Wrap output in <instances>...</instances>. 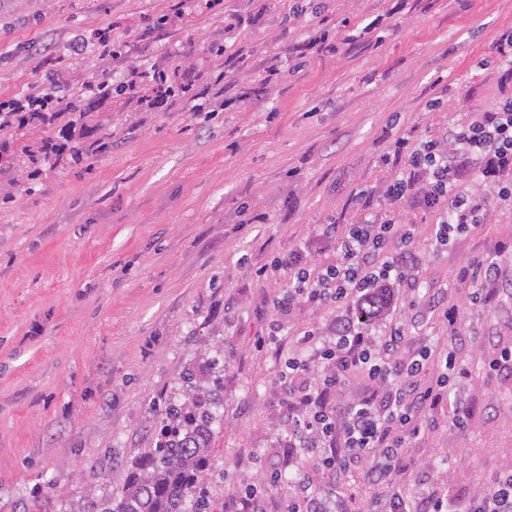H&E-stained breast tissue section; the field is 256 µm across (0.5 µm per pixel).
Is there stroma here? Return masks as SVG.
Here are the masks:
<instances>
[{"label":"stroma","mask_w":512,"mask_h":512,"mask_svg":"<svg viewBox=\"0 0 512 512\" xmlns=\"http://www.w3.org/2000/svg\"><path fill=\"white\" fill-rule=\"evenodd\" d=\"M173 3L0 0V102L64 77L63 108L89 112L103 145L44 165L34 181L18 163L0 171V194L12 196L0 202V512H85L153 447L184 368L215 356L224 397L204 484H223L224 512H235L241 480L281 461L289 439L281 362L302 331L328 338L355 316L304 304L283 313L274 300L286 279L258 268L295 247L312 264L337 262L317 228L355 223L363 189L384 218L396 138L428 141L470 109L512 101L499 51L512 0H224L178 18ZM369 23L368 40L343 44ZM105 28L116 57L72 54L74 37ZM323 34L326 50L313 44ZM272 64L280 80L258 89ZM155 67L192 81L204 111L149 85L101 102L81 93ZM247 87L250 98L225 110ZM395 217L416 228L420 289L395 287L389 319L404 323L407 349L453 352L466 372L455 389L473 410L464 432L439 410L403 449L396 483L468 498L512 470V378L488 367L512 340V206L493 204L486 224L445 250L431 238L432 210L407 203ZM477 256L496 264L491 308L455 279ZM432 299L457 310L455 325Z\"/></svg>","instance_id":"obj_1"}]
</instances>
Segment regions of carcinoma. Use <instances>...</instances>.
<instances>
[{
  "label": "carcinoma",
  "instance_id": "carcinoma-1",
  "mask_svg": "<svg viewBox=\"0 0 512 512\" xmlns=\"http://www.w3.org/2000/svg\"><path fill=\"white\" fill-rule=\"evenodd\" d=\"M59 114L29 112L20 117L0 113V133L27 128L42 129L54 124ZM93 130L87 125L86 113L73 112L59 130L60 141L49 149L52 140L16 148L8 138L0 139V159L7 164L24 158L27 176L35 178L41 166L65 157L79 162L98 150L91 140ZM184 398L170 401L161 414L156 445L126 469L116 490L95 502L88 512H184L183 502L195 498L193 512H213L208 496H195L203 475L211 466L213 414L207 403L220 396L223 382L218 376L182 373Z\"/></svg>",
  "mask_w": 512,
  "mask_h": 512
}]
</instances>
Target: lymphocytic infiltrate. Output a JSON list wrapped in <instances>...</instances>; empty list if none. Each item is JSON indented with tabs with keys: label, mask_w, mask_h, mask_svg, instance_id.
<instances>
[{
	"label": "lymphocytic infiltrate",
	"mask_w": 512,
	"mask_h": 512,
	"mask_svg": "<svg viewBox=\"0 0 512 512\" xmlns=\"http://www.w3.org/2000/svg\"><path fill=\"white\" fill-rule=\"evenodd\" d=\"M393 154L403 164L382 195L385 204L410 201L435 209L432 237L437 247H446L454 236L485 224L492 201L512 203L511 187L498 188L488 198L463 186L466 179L512 168V101L496 112L465 113L435 140L413 146L396 139ZM414 235L412 225L392 217L378 221L364 216L342 228L319 225V238L335 245L339 262L312 267L299 248L277 258L274 271L288 278V290L277 297V308L287 313L301 302L340 306L369 299L384 284L417 286ZM298 343L299 351L289 355L280 370L283 413L291 430L284 457L300 448L318 450L319 469L332 484L358 469L370 490L363 512H512V473L494 476L481 496L461 502L453 511L437 491L412 502L395 484L400 450L430 428L429 411L444 404L452 425L468 424L469 404L450 396L456 371L452 353L427 345L408 353L402 324H390L375 338L367 325L350 319L338 323L334 340H320L317 332L308 330ZM432 365L437 371L431 384L421 387L419 376ZM356 371L372 382V393L353 403L340 402L344 385ZM284 509L346 512V503L313 490L300 473Z\"/></svg>",
	"instance_id": "1"
}]
</instances>
